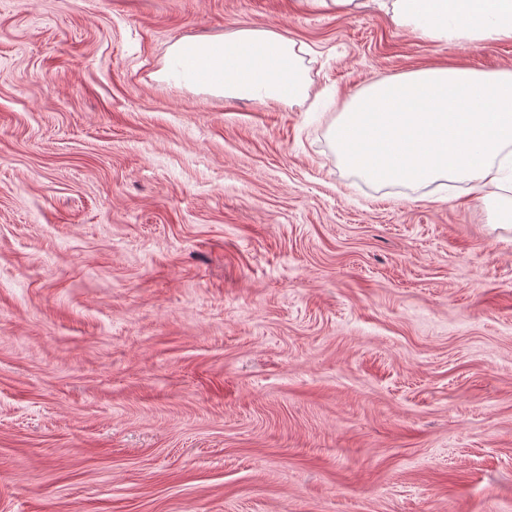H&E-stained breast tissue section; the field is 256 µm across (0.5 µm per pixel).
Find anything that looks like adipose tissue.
Masks as SVG:
<instances>
[{
  "label": "adipose tissue",
  "mask_w": 512,
  "mask_h": 512,
  "mask_svg": "<svg viewBox=\"0 0 512 512\" xmlns=\"http://www.w3.org/2000/svg\"><path fill=\"white\" fill-rule=\"evenodd\" d=\"M400 24L435 41L512 39V0H375ZM162 78L230 98L293 103L310 84L293 42L271 30L244 26L221 37L174 43Z\"/></svg>",
  "instance_id": "ef3b65f1"
}]
</instances>
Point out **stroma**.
Here are the masks:
<instances>
[{
    "instance_id": "35a3bbf8",
    "label": "stroma",
    "mask_w": 512,
    "mask_h": 512,
    "mask_svg": "<svg viewBox=\"0 0 512 512\" xmlns=\"http://www.w3.org/2000/svg\"><path fill=\"white\" fill-rule=\"evenodd\" d=\"M248 25L309 100L160 79ZM512 70L373 0H0V512H512V222L330 129L380 78Z\"/></svg>"
}]
</instances>
